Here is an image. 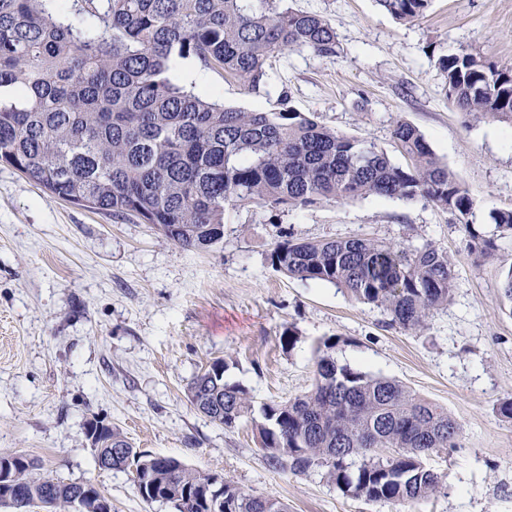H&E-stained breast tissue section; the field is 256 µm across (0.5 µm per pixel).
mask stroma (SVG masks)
<instances>
[{
  "label": "stroma",
  "instance_id": "35a3bbf8",
  "mask_svg": "<svg viewBox=\"0 0 512 512\" xmlns=\"http://www.w3.org/2000/svg\"><path fill=\"white\" fill-rule=\"evenodd\" d=\"M326 18L331 58L292 50L271 59L264 87L198 69L225 105L290 106L338 133L404 158L391 131L404 120L425 136L475 202L467 224L418 198L367 196L307 208L240 204L211 251L186 250L153 225L53 198L0 165V453L38 463V475L90 483L112 512H174L146 503L133 470H102L86 436L100 417L140 451L218 473L289 512H512V234L493 217L512 210V125L457 112L437 60L467 50L512 67V0H431L424 16L396 21L375 0H288ZM472 232H465V225ZM493 241L482 253L472 235ZM366 238L446 252L453 295L423 329L390 325L382 309L335 285L302 281L269 262L284 240ZM400 381L459 426L451 447L422 461L447 488L415 502L346 495L324 468H268L256 429L263 405L311 390L317 349ZM216 359L244 387L251 414L228 428L193 408L192 378Z\"/></svg>",
  "mask_w": 512,
  "mask_h": 512
}]
</instances>
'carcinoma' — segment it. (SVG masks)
<instances>
[{
	"label": "carcinoma",
	"mask_w": 512,
	"mask_h": 512,
	"mask_svg": "<svg viewBox=\"0 0 512 512\" xmlns=\"http://www.w3.org/2000/svg\"><path fill=\"white\" fill-rule=\"evenodd\" d=\"M283 0H0V165L51 195L117 219L152 224L183 249L210 250L224 238L226 211L239 202L306 208L374 195L420 196L460 224L474 207L464 185L418 128L398 120L392 139L409 163H392L375 143L339 134L314 117L224 106L217 94L172 81L177 59L223 71L253 90L268 62L294 49L334 57L338 41L320 15ZM401 22L431 0H375ZM448 97L475 118L512 122V69L467 51L443 55ZM271 266L323 281L383 309L406 331L448 305V254L405 250L362 238L275 245ZM339 340L319 346L307 393L263 407L258 434L275 471L326 467L327 480L369 501L417 502L445 488L421 456L458 432L443 407L399 381L338 362ZM212 361L189 383L192 406L226 427L252 410L247 391ZM103 470L133 467L148 502L176 512H288L279 501L224 481L215 503L212 473L134 448L112 425L95 437ZM12 482L14 512L40 501L51 512H96V492L33 475Z\"/></svg>",
	"instance_id": "1"
}]
</instances>
